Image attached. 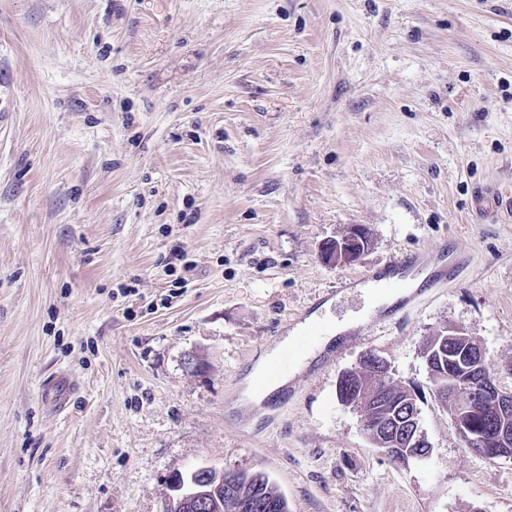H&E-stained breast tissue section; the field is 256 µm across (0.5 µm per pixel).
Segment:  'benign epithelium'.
Returning a JSON list of instances; mask_svg holds the SVG:
<instances>
[{
  "mask_svg": "<svg viewBox=\"0 0 512 512\" xmlns=\"http://www.w3.org/2000/svg\"><path fill=\"white\" fill-rule=\"evenodd\" d=\"M366 230L352 225L338 238L323 245L322 257L336 265H351L369 250ZM448 341V411L466 447L475 455L495 460L512 459V392L503 391L485 365V353L477 340L458 325L436 333ZM409 398L404 428H395L384 418H373L360 411L362 429L380 452L388 458L399 456L401 463L425 460L431 451L422 430L415 388L400 385ZM213 468L200 467L189 477L174 475L169 482L165 504L172 512H281L283 499L260 498L245 494L235 482L207 481Z\"/></svg>",
  "mask_w": 512,
  "mask_h": 512,
  "instance_id": "obj_1",
  "label": "benign epithelium"
}]
</instances>
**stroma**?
I'll use <instances>...</instances> for the list:
<instances>
[{
    "mask_svg": "<svg viewBox=\"0 0 512 512\" xmlns=\"http://www.w3.org/2000/svg\"><path fill=\"white\" fill-rule=\"evenodd\" d=\"M417 251L464 265L400 315L336 290ZM312 305L358 323L247 400ZM451 324L512 391V0H0V512H161L201 466L288 512H512L427 392ZM369 351L426 390L428 459L338 398ZM366 230L352 225L338 238L331 239L323 245L322 257L336 265H351L358 262L371 246L366 243Z\"/></svg>",
    "mask_w": 512,
    "mask_h": 512,
    "instance_id": "35a3bbf8",
    "label": "stroma"
}]
</instances>
